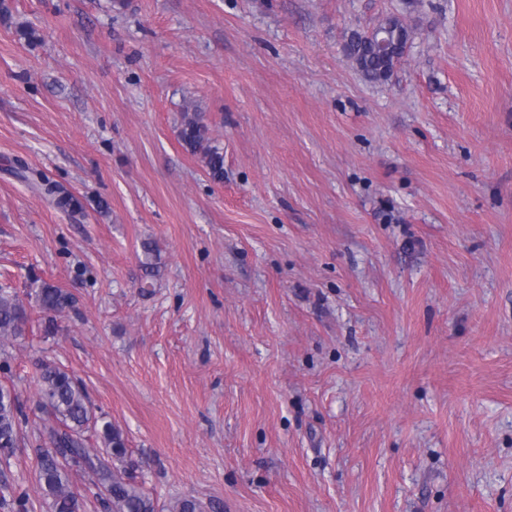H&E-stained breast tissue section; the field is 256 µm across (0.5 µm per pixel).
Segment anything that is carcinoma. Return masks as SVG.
I'll return each instance as SVG.
<instances>
[{"mask_svg":"<svg viewBox=\"0 0 512 512\" xmlns=\"http://www.w3.org/2000/svg\"><path fill=\"white\" fill-rule=\"evenodd\" d=\"M411 39L412 31L392 16L374 33L351 30L344 49L364 79L382 83L394 74ZM180 137L189 151L200 155L213 181L223 182L224 155L211 144L202 113H183ZM33 181L56 208L70 215L84 212L82 201L47 175L35 172ZM28 303L44 314L43 333L49 337L57 331L56 315L72 307L74 296L45 281L24 297L16 288L0 284V370L5 373L11 370L6 347L27 332ZM38 370L35 408L44 415V423L35 459L42 499L36 507L27 495L20 494L12 498L13 512H35L37 508L43 512H82L84 499L75 488V473L86 475L102 493L101 506L106 512H159L144 482L137 480L123 432L104 414H96L85 387L52 360H40ZM27 423L26 406L16 388L0 384V460L8 461L14 455ZM90 431L102 447L89 446ZM167 512H202V505L193 497H182L172 502Z\"/></svg>","mask_w":512,"mask_h":512,"instance_id":"1","label":"carcinoma"}]
</instances>
